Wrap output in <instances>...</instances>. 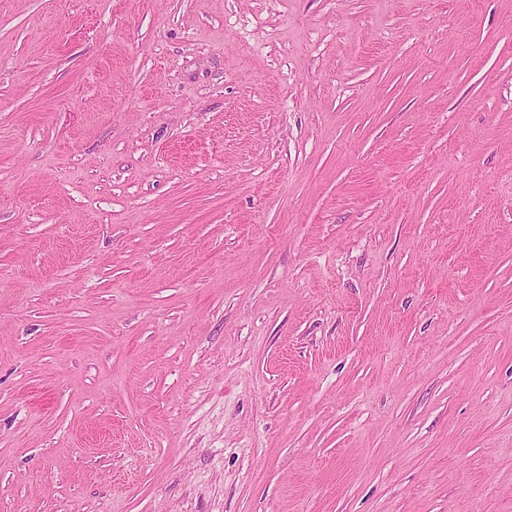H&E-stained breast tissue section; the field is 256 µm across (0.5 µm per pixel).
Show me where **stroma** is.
<instances>
[{"mask_svg":"<svg viewBox=\"0 0 512 512\" xmlns=\"http://www.w3.org/2000/svg\"><path fill=\"white\" fill-rule=\"evenodd\" d=\"M0 512H512V0H0Z\"/></svg>","mask_w":512,"mask_h":512,"instance_id":"1","label":"stroma"}]
</instances>
